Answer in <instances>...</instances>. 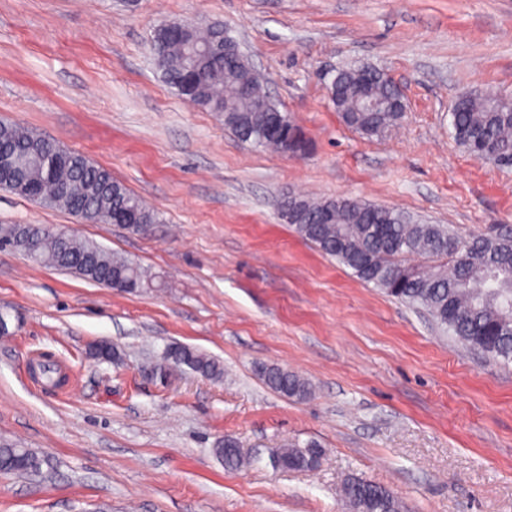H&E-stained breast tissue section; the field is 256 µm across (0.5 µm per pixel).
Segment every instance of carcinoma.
Returning a JSON list of instances; mask_svg holds the SVG:
<instances>
[{
	"label": "carcinoma",
	"instance_id": "cac0c4a2",
	"mask_svg": "<svg viewBox=\"0 0 512 512\" xmlns=\"http://www.w3.org/2000/svg\"><path fill=\"white\" fill-rule=\"evenodd\" d=\"M231 42L224 25L189 26L181 33L159 26L150 50L163 80L190 105L224 118V127L257 149L287 153L310 150L301 127L254 79L249 63L224 61L223 44ZM328 87L329 98L345 126L367 139L385 135L402 120L395 109L394 83L378 68H343ZM380 103L366 112L361 100ZM453 137L470 155L494 163L512 158V98L507 95L457 97L451 113ZM0 152L28 157L23 180L0 184L43 207L72 215L83 222H109L129 209L138 213L128 230L140 233L162 218L112 172L91 161L71 164L57 153V141L15 123L0 124ZM278 208L305 241L352 271L360 281L412 307H422L438 327L495 360L512 362V234L486 233L461 239L444 224H429L394 207L349 197L310 200L289 195ZM26 244L15 241L13 225H0V247H10L33 261L68 270L80 267L88 280L120 292L143 286L144 272L131 260L94 243L69 237L60 246L55 234L40 225L28 228ZM175 363L205 377L224 375L221 364L191 348L176 349ZM266 385L288 398L305 399L311 385L279 366L262 365ZM224 468L237 470L258 460L241 442L226 435L213 448ZM324 451L315 442L284 444L271 457L289 470H304ZM44 458L28 448L0 441V471L37 472ZM340 497L347 512H403L401 500L388 489L358 477L342 483Z\"/></svg>",
	"mask_w": 512,
	"mask_h": 512
}]
</instances>
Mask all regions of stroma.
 I'll return each instance as SVG.
<instances>
[{"instance_id":"35a3bbf8","label":"stroma","mask_w":512,"mask_h":512,"mask_svg":"<svg viewBox=\"0 0 512 512\" xmlns=\"http://www.w3.org/2000/svg\"><path fill=\"white\" fill-rule=\"evenodd\" d=\"M219 22L312 141L303 157L241 143L161 78L154 29ZM381 68L407 111L385 137L347 128L328 72ZM512 95V0H0V119L111 170L162 221L134 234L0 190V224L66 231L135 261L118 292L0 249V440L41 473H0V512H343L350 476L405 512H512V365L442 333L301 239L286 195L398 207L463 238L512 229V168L458 146L460 92ZM111 342L116 359L89 356ZM186 346L222 379L185 367ZM54 364L60 385L35 374ZM278 365L312 386L287 398ZM232 435L258 462L225 469ZM314 441V471L271 450ZM174 362L212 379H219L224 375V368L218 361L188 347L176 349ZM259 373L266 385L288 398L305 399L311 395V385L299 375L279 366L262 365Z\"/></svg>"}]
</instances>
